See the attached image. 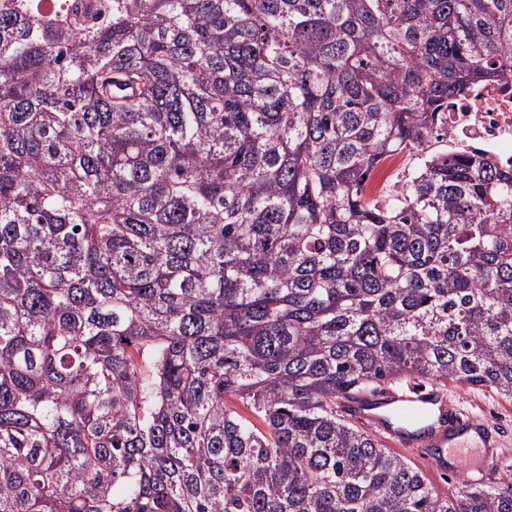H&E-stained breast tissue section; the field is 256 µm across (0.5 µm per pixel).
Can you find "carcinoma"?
<instances>
[{"mask_svg":"<svg viewBox=\"0 0 512 512\" xmlns=\"http://www.w3.org/2000/svg\"><path fill=\"white\" fill-rule=\"evenodd\" d=\"M509 74L512 0H0V512H512L340 412L512 398V164L427 152Z\"/></svg>","mask_w":512,"mask_h":512,"instance_id":"obj_1","label":"carcinoma"}]
</instances>
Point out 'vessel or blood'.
Returning a JSON list of instances; mask_svg holds the SVG:
<instances>
[{
    "label": "vessel or blood",
    "instance_id": "obj_1",
    "mask_svg": "<svg viewBox=\"0 0 512 512\" xmlns=\"http://www.w3.org/2000/svg\"><path fill=\"white\" fill-rule=\"evenodd\" d=\"M343 413L435 471L463 467L480 478L506 452L495 423L434 385L408 383L356 393L345 400Z\"/></svg>",
    "mask_w": 512,
    "mask_h": 512
}]
</instances>
